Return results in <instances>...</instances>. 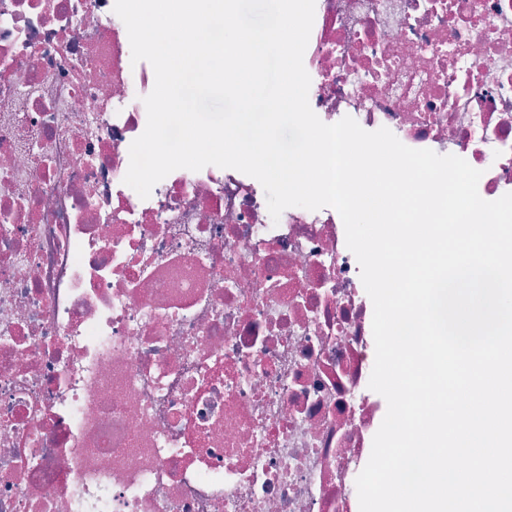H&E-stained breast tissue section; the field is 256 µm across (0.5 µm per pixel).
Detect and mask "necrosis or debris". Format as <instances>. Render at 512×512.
I'll return each mask as SVG.
<instances>
[{
    "mask_svg": "<svg viewBox=\"0 0 512 512\" xmlns=\"http://www.w3.org/2000/svg\"><path fill=\"white\" fill-rule=\"evenodd\" d=\"M114 0H0V512H353L386 409L330 207L123 179L152 66ZM309 104L512 192V0H316Z\"/></svg>",
    "mask_w": 512,
    "mask_h": 512,
    "instance_id": "obj_1",
    "label": "necrosis or debris"
}]
</instances>
